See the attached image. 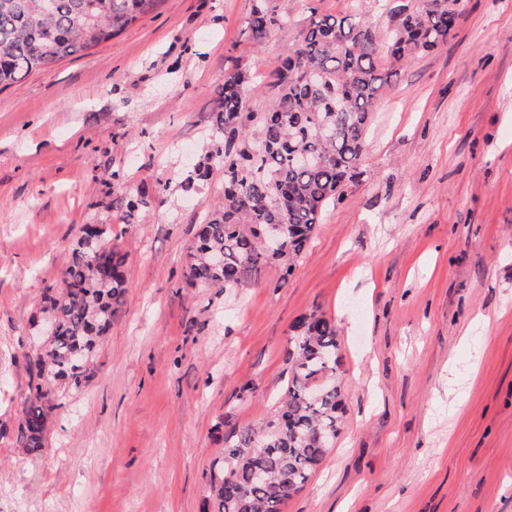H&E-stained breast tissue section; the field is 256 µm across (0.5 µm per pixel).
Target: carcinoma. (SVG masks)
Here are the masks:
<instances>
[{"mask_svg": "<svg viewBox=\"0 0 512 512\" xmlns=\"http://www.w3.org/2000/svg\"><path fill=\"white\" fill-rule=\"evenodd\" d=\"M460 0H397L387 31L353 12L310 10L296 43L267 82L263 109L248 105L255 76L235 59L224 68L213 113L212 148L180 182L197 191L214 169L224 191L198 225L187 251V280L232 290L258 283L278 264L289 273L308 247L322 214L356 181L373 109L402 66L448 44ZM161 0H0V90L116 37ZM285 23L272 0H253L245 24L261 45ZM145 192L125 202L129 220L151 207ZM103 224H87L65 270L46 297L47 327L26 355L28 392L17 410L12 444L43 451L55 400L91 376L98 339L123 302L125 256ZM336 325L313 312L291 325L285 397L261 426L234 425L209 471L211 512H282L335 447L344 413Z\"/></svg>", "mask_w": 512, "mask_h": 512, "instance_id": "cac0c4a2", "label": "carcinoma"}]
</instances>
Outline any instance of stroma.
Here are the masks:
<instances>
[{"label": "stroma", "instance_id": "1", "mask_svg": "<svg viewBox=\"0 0 512 512\" xmlns=\"http://www.w3.org/2000/svg\"><path fill=\"white\" fill-rule=\"evenodd\" d=\"M163 0L112 41L0 90V423L27 393L44 292L86 224L127 251L121 311L46 449L0 440V512H206L225 425L262 424L290 327L336 324L346 412L282 512H512V0H463L446 47L377 103L358 184L291 272L191 286L188 247L224 189L170 185L200 159L224 67L270 74L309 8L385 25L378 0ZM152 207L128 220L122 197ZM272 0H253L245 24L250 39L255 46H260L269 35L286 23L282 14L272 5Z\"/></svg>", "mask_w": 512, "mask_h": 512}]
</instances>
